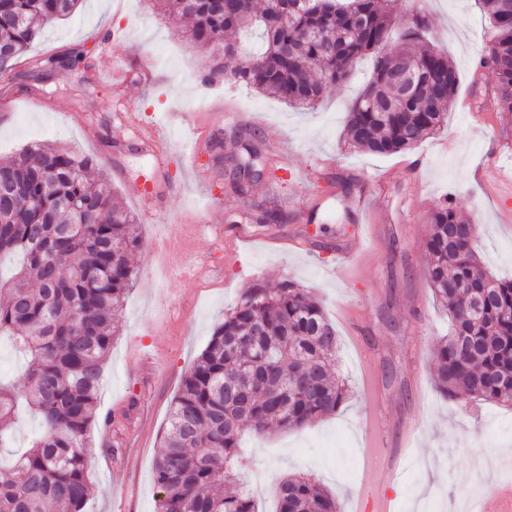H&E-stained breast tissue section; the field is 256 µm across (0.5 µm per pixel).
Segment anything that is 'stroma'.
<instances>
[{
    "label": "stroma",
    "mask_w": 512,
    "mask_h": 512,
    "mask_svg": "<svg viewBox=\"0 0 512 512\" xmlns=\"http://www.w3.org/2000/svg\"><path fill=\"white\" fill-rule=\"evenodd\" d=\"M417 9L428 14V38L452 59L461 83L444 130L388 156L354 151L343 138L371 59L359 60L347 86L306 112L220 81L215 95L202 98L191 74L207 50L188 38L189 21L161 19L152 0H81L71 17L43 27L26 60L0 75V156L41 144L93 157L137 222L135 281L98 395L89 444L94 492L84 512H159L154 467L183 375L245 288L287 278L310 288L335 325L336 370L352 398L304 427L246 437L244 454L254 464L240 477L261 512L275 508L274 475L298 472L319 480L338 512H365L368 467L401 453L394 512H457L472 482L488 497L512 483V406L463 394L444 399L434 390V346L447 335L448 318L424 275L430 214L450 197L474 224L486 267L512 278V198L500 196L511 185L512 140L494 136L499 113L466 105L488 95L476 68L491 30L475 0H403L396 27ZM74 46L87 51L90 94L78 92L72 71L31 77L29 59ZM170 112L198 114L199 125L170 127ZM241 133L265 153L279 144L291 159L277 182L258 186L248 201L221 175L224 153ZM364 179L380 185L369 227L348 207ZM146 187L163 199L150 214L139 199ZM319 196L324 203L312 222L298 223L299 209ZM252 203L281 210L287 223H248L240 213ZM177 224L199 227L185 244L201 265L193 279L158 268L155 247ZM345 240L355 260L337 255ZM38 425L30 410H17L0 441V464L27 448ZM115 444L123 449L117 461L107 453Z\"/></svg>",
    "instance_id": "stroma-1"
}]
</instances>
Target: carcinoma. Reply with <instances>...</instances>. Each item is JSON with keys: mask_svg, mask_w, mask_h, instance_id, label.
<instances>
[{"mask_svg": "<svg viewBox=\"0 0 512 512\" xmlns=\"http://www.w3.org/2000/svg\"><path fill=\"white\" fill-rule=\"evenodd\" d=\"M159 14L192 19L190 38L223 43L234 66L217 65L197 81L218 79L275 96L297 110L314 108L342 86L356 60L368 55L373 76L347 110L345 138L374 155L406 152L444 127L460 82L450 60L430 45L429 19L416 11L390 50L399 0H155ZM78 0H0V74L11 72L41 28L71 16ZM494 46L481 60L512 134V0H480ZM275 8L288 13L267 23ZM259 34L263 50L244 54L246 36ZM411 59L416 93L400 98L398 63ZM77 50L30 61L37 70H72ZM90 157L52 148L0 158V186L23 184L8 201L0 195V261L22 257L0 272V335L26 355L24 388L0 386V438L22 397L41 430L10 467L0 466V512H83L91 494L87 438L96 419L103 366L134 270L136 222L111 191L104 173L89 179ZM425 276L450 321L435 347L433 381L453 398L464 392L491 404H512V280L489 275L475 234L456 203L432 210ZM338 336L321 303L285 279L276 288L249 287L224 314L195 364L183 376L161 437L154 483L160 512H257L239 483V440L274 425L299 428L331 415L350 398L336 374ZM247 392L242 406L225 382ZM277 512H337L336 502L312 478L278 480Z\"/></svg>", "mask_w": 512, "mask_h": 512, "instance_id": "obj_1", "label": "carcinoma"}]
</instances>
